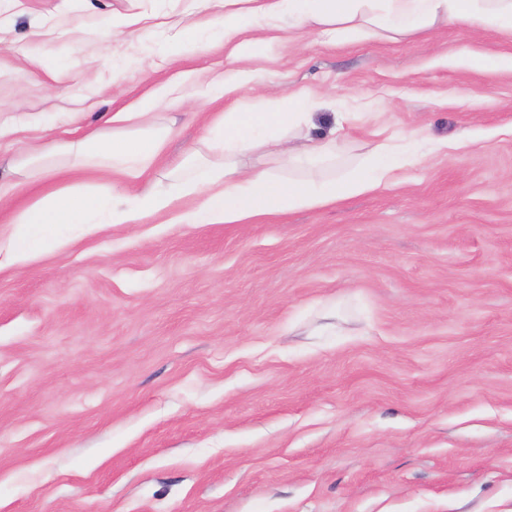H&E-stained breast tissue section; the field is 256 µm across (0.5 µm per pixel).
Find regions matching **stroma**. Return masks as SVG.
Instances as JSON below:
<instances>
[{
	"label": "stroma",
	"instance_id": "35a3bbf8",
	"mask_svg": "<svg viewBox=\"0 0 512 512\" xmlns=\"http://www.w3.org/2000/svg\"><path fill=\"white\" fill-rule=\"evenodd\" d=\"M155 29L92 56L112 16ZM51 34L27 42L29 23ZM191 0H0V177L63 113L178 84L150 123L154 176L199 148L207 81L254 103L303 88L347 112L332 175L387 137L415 157L373 191L242 224L61 228L0 269V512H512V34L452 24L399 41L262 28L234 61ZM39 129L24 128L30 114ZM449 140L445 151L432 145Z\"/></svg>",
	"mask_w": 512,
	"mask_h": 512
}]
</instances>
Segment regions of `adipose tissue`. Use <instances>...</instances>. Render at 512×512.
Returning a JSON list of instances; mask_svg holds the SVG:
<instances>
[{
  "instance_id": "obj_1",
  "label": "adipose tissue",
  "mask_w": 512,
  "mask_h": 512,
  "mask_svg": "<svg viewBox=\"0 0 512 512\" xmlns=\"http://www.w3.org/2000/svg\"><path fill=\"white\" fill-rule=\"evenodd\" d=\"M198 12L211 16L234 60L246 61L266 53L270 42L247 36L244 18L257 16L270 24L290 21L333 39L349 35L381 36L389 40L458 23L512 33V0H193ZM214 98L228 99L229 109L214 113L203 137L205 154L195 165L180 169L171 182L151 176L169 138L168 128H148L151 111L178 103L174 86L152 94L119 112L107 115L111 136L90 133L63 143L28 146L31 183L68 174H98L112 179L102 194H77L61 187L43 193L10 218L14 230L0 242L8 263L24 265L41 251L58 244L57 229L66 224L97 227L148 224H239L257 215L296 209L323 208L352 195L372 191L396 168L399 148L383 143L364 170L341 178L284 179L283 167L316 169L335 159L341 146L336 128L347 113L332 115L327 132L313 134L310 94L295 91L287 99L270 97L244 107L236 100L239 83L225 78L209 84ZM141 134H130L133 126ZM263 150L268 167L246 170L241 156ZM197 202L184 206L183 198Z\"/></svg>"
}]
</instances>
